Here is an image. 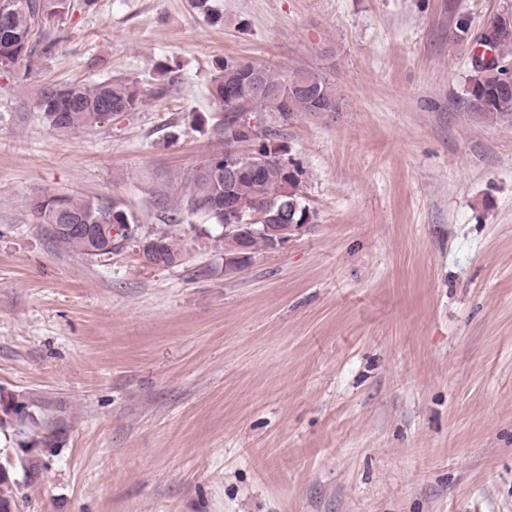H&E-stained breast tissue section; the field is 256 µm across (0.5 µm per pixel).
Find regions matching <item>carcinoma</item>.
Instances as JSON below:
<instances>
[{
    "label": "carcinoma",
    "instance_id": "carcinoma-1",
    "mask_svg": "<svg viewBox=\"0 0 512 512\" xmlns=\"http://www.w3.org/2000/svg\"><path fill=\"white\" fill-rule=\"evenodd\" d=\"M10 12L0 20V72H11L32 56L33 36L41 31L49 17L61 16L73 9L68 0H7ZM453 13L454 29L451 39L473 42L470 18ZM494 52L493 61L485 63L470 52L471 75L461 97V109L474 120H511L512 85L504 86L502 64H512V14L499 15L484 25ZM218 74L212 79L211 95L224 108L222 119L215 128L222 146L205 159L215 168L207 175L198 167L189 178L190 194L187 207L196 211L197 204L210 205L207 216L214 223L224 225V197L233 194L261 210L270 199L282 208L285 217L281 224H308L312 212L302 195V170L283 155L273 158L258 149L245 155L248 170L231 186H224V157L237 151L246 140V134L233 129L236 123H249L257 112H274L289 121L301 115H318L338 112L343 100L323 75L310 70H294L287 74L275 72L259 63L226 58L217 64ZM261 84V91L254 93L253 82ZM142 90L131 79H116L88 85L72 82L60 86V91L50 88L42 91L37 107L49 125L60 131H73L104 122L114 112H135L143 105ZM37 223H58L57 213L64 209L78 217L82 224L136 223L135 215L114 201L108 209L75 195L49 196L33 203ZM62 248L86 254L78 237L67 233L52 234ZM0 427L11 428L18 435L29 434L36 423L27 406L11 401L0 405ZM16 479L9 472L0 474V512H12L15 505Z\"/></svg>",
    "mask_w": 512,
    "mask_h": 512
}]
</instances>
